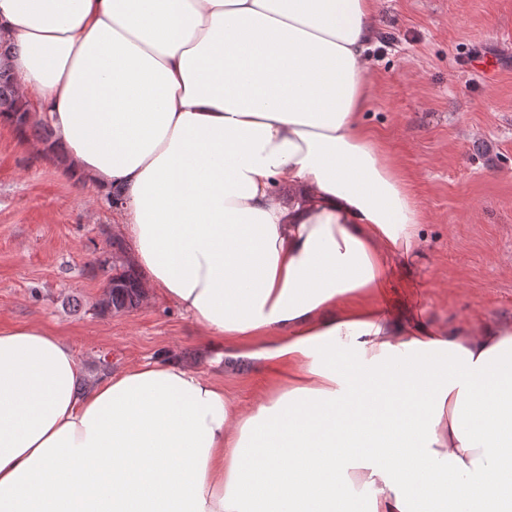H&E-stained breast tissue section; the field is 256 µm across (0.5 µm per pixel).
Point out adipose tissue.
I'll list each match as a JSON object with an SVG mask.
<instances>
[{"mask_svg": "<svg viewBox=\"0 0 512 512\" xmlns=\"http://www.w3.org/2000/svg\"><path fill=\"white\" fill-rule=\"evenodd\" d=\"M378 3L0 0L145 299L275 377L244 404L169 357L81 397L66 341L0 328V512H512V325L381 307L425 214L362 122Z\"/></svg>", "mask_w": 512, "mask_h": 512, "instance_id": "1", "label": "adipose tissue"}]
</instances>
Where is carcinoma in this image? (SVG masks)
<instances>
[{"mask_svg":"<svg viewBox=\"0 0 512 512\" xmlns=\"http://www.w3.org/2000/svg\"><path fill=\"white\" fill-rule=\"evenodd\" d=\"M0 115L12 119L24 130L31 129L32 135L43 141L53 139V132L47 124L31 121L29 112L22 108L17 99L13 77L5 71H0ZM103 255L104 258L98 260V263L102 269L108 270L109 276L100 310L112 313L137 307L143 298V276L128 259L124 242L111 239L109 249Z\"/></svg>","mask_w":512,"mask_h":512,"instance_id":"carcinoma-1","label":"carcinoma"}]
</instances>
